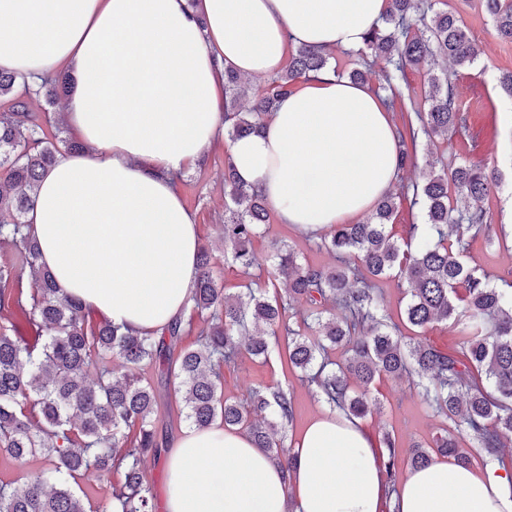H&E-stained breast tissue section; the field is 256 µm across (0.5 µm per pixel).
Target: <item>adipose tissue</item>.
Here are the masks:
<instances>
[{"label": "adipose tissue", "instance_id": "ef3b65f1", "mask_svg": "<svg viewBox=\"0 0 512 512\" xmlns=\"http://www.w3.org/2000/svg\"><path fill=\"white\" fill-rule=\"evenodd\" d=\"M388 0H0V71L64 68L62 118L87 144L43 175L24 221L40 261L88 316L159 336L183 315L198 228L171 178L224 133L219 71L281 69L288 46L357 49ZM397 132L366 86L323 71L236 140L238 181L281 223L317 233L368 214L398 181ZM283 471L251 437L186 429L165 461L166 512H380L372 434L338 410L310 418ZM397 512H512V472L451 459L408 470Z\"/></svg>", "mask_w": 512, "mask_h": 512}]
</instances>
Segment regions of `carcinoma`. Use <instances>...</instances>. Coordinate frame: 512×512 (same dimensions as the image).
I'll list each match as a JSON object with an SVG mask.
<instances>
[{
	"label": "carcinoma",
	"mask_w": 512,
	"mask_h": 512,
	"mask_svg": "<svg viewBox=\"0 0 512 512\" xmlns=\"http://www.w3.org/2000/svg\"><path fill=\"white\" fill-rule=\"evenodd\" d=\"M480 5L497 34L512 41V0H480ZM384 22L386 28L368 34L361 55L384 61L380 88L389 90L383 101L390 108L394 84L406 68L439 59L471 66L479 56L460 18L434 9L429 0H389ZM327 69V52L299 47L253 93L245 78L224 71V135L233 142L260 132L265 117L298 79ZM66 87L63 79H44L34 87L23 77L0 72V100L7 104L0 112V200L7 202L0 210V242L10 243L14 253L13 260L0 263V314L14 317L0 329V449L15 461L44 459L35 475L0 482V512H93L73 488L77 476L90 470L102 479L114 472L124 477L111 486L100 512H113L114 502L121 512H155L142 465L160 452L157 401L142 366L157 361L174 374L188 427L241 428L275 464L290 469L293 456L284 444L283 425L294 415L291 394L273 383L253 389L244 404L224 397V364L237 356L240 339L247 340L251 355L265 358L271 337L280 333L288 338L290 364L347 417L371 412L377 379L414 375L422 398L454 423V429L434 438L439 453L468 466L462 446L466 436L489 462L504 464L502 449L512 442V282L492 285L462 260L479 233L494 241L481 205L496 185L494 173L467 162L450 167L437 158L429 163L422 184L413 187L423 212V223L410 228L418 239L413 248H403L387 229L395 210L393 191L363 222L334 224L321 236L324 248L354 255L352 264L313 267L301 263L293 249L274 247L271 261L275 277L286 284L284 299L271 300L250 285L225 292L214 275L211 250L200 247L189 307L190 317L201 323L198 345L178 351L180 321L158 339L133 336L107 322L89 329L80 300L60 288L39 262V245L24 216L61 151L83 146L57 133L48 138L46 113L30 111L27 100L42 91L51 98ZM249 95L253 105L245 111L241 100ZM426 101L419 128L397 127L401 171L411 160L406 143L420 132L430 142L474 139L455 107L448 74L429 72ZM270 210L261 195L236 180L231 156H225L224 253L245 274L257 264L253 242ZM24 270L35 284L29 295L20 288ZM392 272L406 283L407 322L420 329L463 323L460 350L407 341L387 330L374 280ZM299 302L308 305L303 322L316 333L314 339L286 322L287 309ZM338 344L346 349L343 361L318 359ZM114 357L120 360L117 369L108 366ZM93 368L100 371L95 384L87 381ZM384 447L383 467L391 478L398 462L396 443L387 436Z\"/></svg>",
	"instance_id": "1"
}]
</instances>
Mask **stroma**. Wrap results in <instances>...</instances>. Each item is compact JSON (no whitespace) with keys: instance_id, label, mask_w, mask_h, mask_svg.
<instances>
[{"instance_id":"obj_1","label":"stroma","mask_w":512,"mask_h":512,"mask_svg":"<svg viewBox=\"0 0 512 512\" xmlns=\"http://www.w3.org/2000/svg\"><path fill=\"white\" fill-rule=\"evenodd\" d=\"M449 11L462 19L470 39L480 47L478 61L469 67L450 68L455 104L466 113L472 128L478 132L477 142L438 140L427 143L418 139L413 150L415 165L404 174L405 185L420 181L429 160L437 157L449 161H471L495 169L499 186L484 200L493 234L500 240L486 244L476 240L471 250V264L477 265L492 281L512 276V100L500 88L503 74L512 71V42L498 38L493 23L481 8L479 0H444ZM224 149L223 139H216L204 161L185 172L176 184L184 205L195 215L201 242L211 245L217 262L214 273L226 291L238 292L242 285L267 286L272 268L267 261L277 243L291 245L302 262L316 267L341 264L339 254L320 248L317 238L307 236L295 227L271 219L262 225L253 242L259 263L250 275H243L230 258L225 257L221 225L224 221ZM158 404L156 423L161 451L158 458L147 459L145 480L152 490L156 512H165L166 471L162 459L171 451L174 438L185 427L182 401L173 389V378L165 366L149 365L144 369ZM276 382L294 398L295 415L286 427V444H293L309 417L326 408L317 388L307 382L299 370L289 366L283 350H272L268 360L240 352L236 361L224 369V394L246 401L255 386ZM377 407L363 418V425L376 439L391 435L396 440L398 463L390 488H398L408 469L409 451L416 445H429L433 437L449 428L447 418L438 415L418 394L412 380L383 378L372 390Z\"/></svg>"}]
</instances>
